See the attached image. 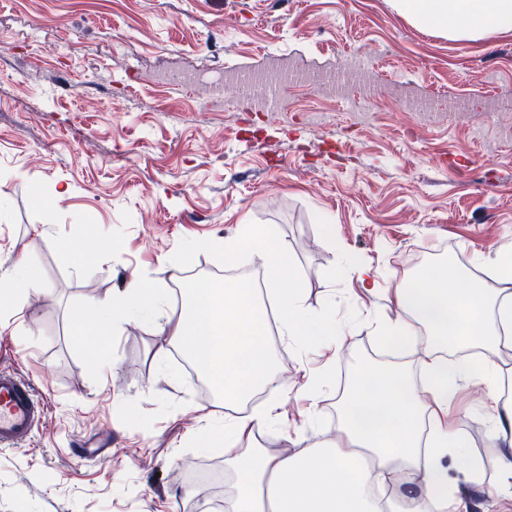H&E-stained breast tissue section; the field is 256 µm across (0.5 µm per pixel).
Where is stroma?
<instances>
[{
  "label": "stroma",
  "instance_id": "35a3bbf8",
  "mask_svg": "<svg viewBox=\"0 0 512 512\" xmlns=\"http://www.w3.org/2000/svg\"><path fill=\"white\" fill-rule=\"evenodd\" d=\"M292 62L358 68L372 88L287 86L270 109L160 77ZM245 224L287 243L306 306L335 305L347 330L311 350L276 338L259 442L336 439L356 365L391 360L378 334L395 288L512 245V32L451 40L394 0H0V281L24 260L42 289L0 312V371L45 409L29 440L0 446V512H202L193 488L224 467L223 401L138 318L115 335L111 370L93 371L68 312L134 280L185 306L182 288L225 269ZM58 241L95 255L77 264ZM357 263L373 292L346 275ZM487 392L460 383L453 410L491 485L502 445Z\"/></svg>",
  "mask_w": 512,
  "mask_h": 512
}]
</instances>
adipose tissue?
<instances>
[{"label": "adipose tissue", "mask_w": 512, "mask_h": 512, "mask_svg": "<svg viewBox=\"0 0 512 512\" xmlns=\"http://www.w3.org/2000/svg\"><path fill=\"white\" fill-rule=\"evenodd\" d=\"M397 7L452 40L512 32V0H397ZM244 246L267 275L266 297L201 280L188 288L187 308L176 311L165 309L161 289L136 283L99 307L72 309L71 331L92 367L110 368L113 332L132 316L154 311L157 335L168 337L198 374L216 384L225 404L242 405L279 381L276 349L263 329L266 300L277 305L281 335L298 345L342 335L334 307L317 313L305 307L292 256L271 231L244 227L240 240L225 242L227 260L235 261ZM395 300L398 312L384 336L404 349L426 330L424 384L400 367L358 368L338 404V437L289 454L261 448L267 412L234 418L224 432L230 488L223 512H460L441 460L458 451L470 482L483 483L481 462L464 452L461 424L448 419L458 381L476 379L488 385L492 438L509 444L501 479L487 497L495 504L512 501V403L500 401L502 370L491 357L512 340V250L478 262L473 272L442 263L437 275L424 272L401 284ZM469 346L484 349L480 364L448 360V348ZM425 392L430 402L422 401ZM387 482L392 492L375 495L374 487Z\"/></svg>", "instance_id": "obj_1"}]
</instances>
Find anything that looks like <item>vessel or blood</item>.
<instances>
[{
    "label": "vessel or blood",
    "instance_id": "vessel-or-blood-1",
    "mask_svg": "<svg viewBox=\"0 0 512 512\" xmlns=\"http://www.w3.org/2000/svg\"><path fill=\"white\" fill-rule=\"evenodd\" d=\"M43 417V408L30 384L0 372V446L26 441Z\"/></svg>",
    "mask_w": 512,
    "mask_h": 512
}]
</instances>
